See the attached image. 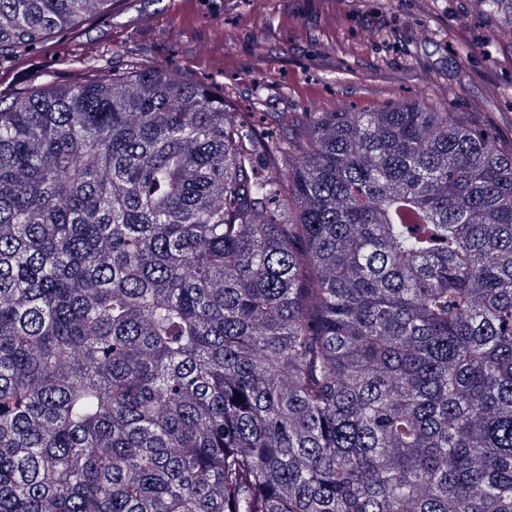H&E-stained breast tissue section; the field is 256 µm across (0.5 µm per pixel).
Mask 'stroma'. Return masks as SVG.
<instances>
[{
	"mask_svg": "<svg viewBox=\"0 0 512 512\" xmlns=\"http://www.w3.org/2000/svg\"><path fill=\"white\" fill-rule=\"evenodd\" d=\"M219 26L223 42L200 57L198 42ZM90 49L116 68L135 58L209 84L229 111L258 98L297 122L425 96L512 147V0H114L0 59V100L37 71L75 83Z\"/></svg>",
	"mask_w": 512,
	"mask_h": 512,
	"instance_id": "1",
	"label": "stroma"
}]
</instances>
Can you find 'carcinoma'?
I'll use <instances>...</instances> for the list:
<instances>
[{
    "label": "carcinoma",
    "instance_id": "1",
    "mask_svg": "<svg viewBox=\"0 0 512 512\" xmlns=\"http://www.w3.org/2000/svg\"><path fill=\"white\" fill-rule=\"evenodd\" d=\"M81 65L0 106V512H512V150Z\"/></svg>",
    "mask_w": 512,
    "mask_h": 512
}]
</instances>
